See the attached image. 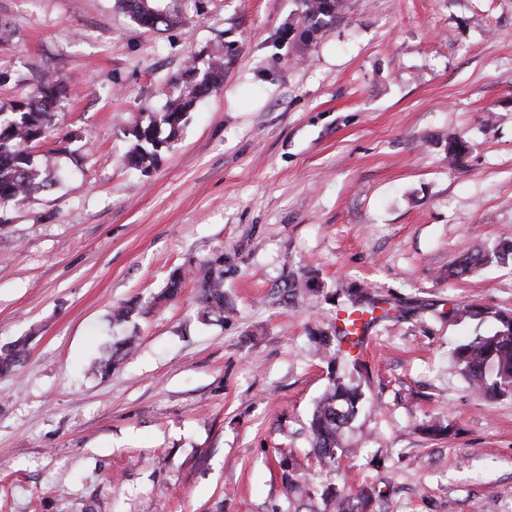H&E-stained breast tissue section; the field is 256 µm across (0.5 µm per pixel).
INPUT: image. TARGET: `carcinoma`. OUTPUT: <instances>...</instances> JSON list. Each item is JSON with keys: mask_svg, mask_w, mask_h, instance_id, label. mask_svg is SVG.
I'll list each match as a JSON object with an SVG mask.
<instances>
[{"mask_svg": "<svg viewBox=\"0 0 512 512\" xmlns=\"http://www.w3.org/2000/svg\"><path fill=\"white\" fill-rule=\"evenodd\" d=\"M117 5L139 26L153 32H167L184 25L176 9L160 5V0H116ZM306 32L317 33L328 28L345 11L346 0H304ZM224 44H217L204 67L189 63L177 77L181 85L177 96L169 99L159 114L148 125L134 124L131 135L135 142L127 152V161L135 169L146 171L155 165L161 151L177 140L189 113L198 101L224 81ZM68 95V86L61 80L42 76L30 95L0 106V224L9 223L11 211L25 206L35 195L48 192L59 183L54 163L56 149L45 152V158L34 162L31 143L44 140L50 134L54 108L59 99ZM512 259V245L485 249L460 257L449 269L450 276L475 273L489 263H504ZM200 288L196 300L204 320H224V256L218 255L195 267L193 271ZM283 297H297L325 289L318 283L314 271L308 270L288 280L281 289ZM348 298L345 312L357 315L349 321L360 330L376 321L374 313L386 303L374 292L356 282L342 289ZM140 314L137 303L112 308L111 319L116 324L128 323ZM370 315V321L363 320ZM481 314L495 321V328L485 334L469 338L453 349V358L462 375L472 388L488 400L512 394V311L483 309ZM136 337L126 336L108 346L94 365L104 377L112 375V368L121 357L132 353ZM316 352L326 360L331 377L329 385L317 401L310 419L312 448L316 465L321 472H336L344 453L345 431L364 404L360 386L350 384L336 374V361L351 356L360 346L362 337L355 330H347L336 321L320 322L311 334ZM28 339H18L0 347V377L9 375L27 356ZM276 463L281 482L289 492L298 491L310 512H377L373 489L360 487L344 489L334 482L305 481L306 468L290 448L276 449Z\"/></svg>", "mask_w": 512, "mask_h": 512, "instance_id": "cac0c4a2", "label": "carcinoma"}]
</instances>
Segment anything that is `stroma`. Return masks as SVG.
I'll return each mask as SVG.
<instances>
[{
  "instance_id": "obj_1",
  "label": "stroma",
  "mask_w": 512,
  "mask_h": 512,
  "mask_svg": "<svg viewBox=\"0 0 512 512\" xmlns=\"http://www.w3.org/2000/svg\"><path fill=\"white\" fill-rule=\"evenodd\" d=\"M153 33L114 0H0V103L45 73L70 92L50 139L64 177L0 228V512H293L274 448L311 451L330 369L308 336L334 316L285 276L367 285L401 308L365 330L368 401L337 482L383 512H512V396L486 400L452 359L512 310V262L449 278L512 239V0H348L303 42L302 0H178ZM233 48L224 82L149 171L125 161L188 64ZM469 149L452 161L448 143ZM224 257L223 321L172 271ZM135 300L138 349L104 377L112 305ZM440 419L450 434L430 438ZM285 300H295L297 297L316 292L324 295L325 289L318 283L313 270L303 272L299 276H293L288 280L286 288H281ZM28 338L0 347V377L9 375L27 356Z\"/></svg>"
}]
</instances>
